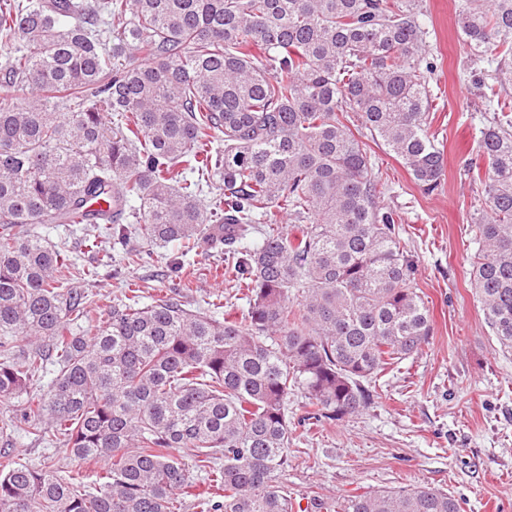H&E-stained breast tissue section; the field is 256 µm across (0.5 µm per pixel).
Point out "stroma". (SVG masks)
<instances>
[{"mask_svg":"<svg viewBox=\"0 0 512 512\" xmlns=\"http://www.w3.org/2000/svg\"><path fill=\"white\" fill-rule=\"evenodd\" d=\"M457 2L420 0L419 19L429 32L425 57L434 65L430 130L446 161L441 187L423 192L393 153L371 135L363 137L386 187L380 204L396 214L415 262L433 339L419 357L381 378L362 414L315 430L291 448L288 495L303 507L318 496L341 508L351 495L425 484L459 499L463 512H512V354L500 351L468 287L476 192L466 169L493 112L458 35ZM153 252L154 260L117 275L111 264L98 265L92 279L81 281L95 316L106 317L128 282L178 286V276L158 278L156 263L175 256L176 247L158 244ZM191 265L197 277L186 293L189 303L229 291L223 252L199 251ZM4 446L32 466L63 470L70 464L65 453L24 436L0 439Z\"/></svg>","mask_w":512,"mask_h":512,"instance_id":"stroma-1","label":"stroma"}]
</instances>
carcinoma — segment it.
<instances>
[{
  "label": "carcinoma",
  "instance_id": "carcinoma-1",
  "mask_svg": "<svg viewBox=\"0 0 512 512\" xmlns=\"http://www.w3.org/2000/svg\"><path fill=\"white\" fill-rule=\"evenodd\" d=\"M419 0H0V403L74 470L0 452V512H295L301 436L371 405L434 328L384 183L348 125L426 192L445 158ZM494 112L468 176L470 285L512 351V0H460ZM120 117L113 126L107 113ZM218 191L223 208L203 197ZM292 221L291 228L283 219ZM43 224H110L122 246H227L247 309L129 288L101 323L94 274ZM260 236L255 246L243 241ZM56 370L40 381L47 360ZM313 410L288 420V398ZM190 452L185 462L183 452ZM99 465L100 484L83 468ZM343 512H462L442 489L349 497Z\"/></svg>",
  "mask_w": 512,
  "mask_h": 512
}]
</instances>
